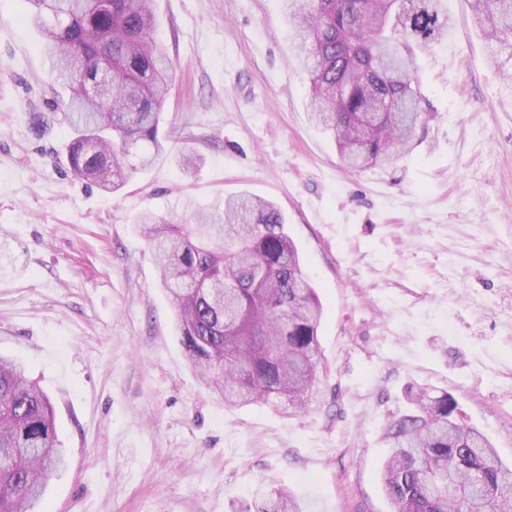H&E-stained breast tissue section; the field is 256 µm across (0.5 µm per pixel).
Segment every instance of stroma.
Wrapping results in <instances>:
<instances>
[{
  "mask_svg": "<svg viewBox=\"0 0 512 512\" xmlns=\"http://www.w3.org/2000/svg\"><path fill=\"white\" fill-rule=\"evenodd\" d=\"M179 138L116 193L76 178L23 0H0V353L48 394L65 456L36 512H234L282 486L303 512H391L380 471L407 393L448 392L512 462V85L470 0L418 53L410 151L354 173L309 119L282 0H154ZM196 172L186 175L184 154ZM276 203L323 305L321 401L227 408L191 371L136 224Z\"/></svg>",
  "mask_w": 512,
  "mask_h": 512,
  "instance_id": "obj_1",
  "label": "stroma"
}]
</instances>
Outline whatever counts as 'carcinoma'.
<instances>
[{
	"instance_id": "1",
	"label": "carcinoma",
	"mask_w": 512,
	"mask_h": 512,
	"mask_svg": "<svg viewBox=\"0 0 512 512\" xmlns=\"http://www.w3.org/2000/svg\"><path fill=\"white\" fill-rule=\"evenodd\" d=\"M152 0H25L50 77L68 91L53 111L71 131L73 174L106 192L165 153L160 136L171 63L155 38ZM492 62L512 82V0H473ZM309 77L311 119L345 165L391 163L421 120L413 48L448 34L445 0H284ZM176 309L190 368L226 407H283L298 415L320 394L322 305L281 210L248 193L195 224L147 212L137 219ZM381 479L392 512H512V465L456 403L422 391L385 430ZM64 466L52 405L23 364L0 356V512H33ZM238 512H302L271 488Z\"/></svg>"
}]
</instances>
